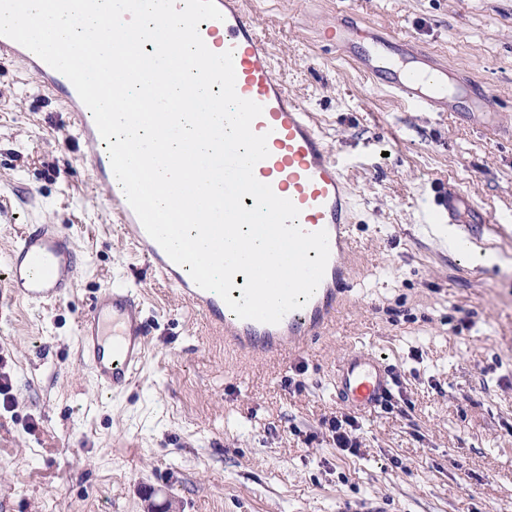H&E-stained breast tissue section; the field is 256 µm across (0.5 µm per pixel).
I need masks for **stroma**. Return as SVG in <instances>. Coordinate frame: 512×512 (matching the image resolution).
<instances>
[{
    "label": "stroma",
    "mask_w": 512,
    "mask_h": 512,
    "mask_svg": "<svg viewBox=\"0 0 512 512\" xmlns=\"http://www.w3.org/2000/svg\"><path fill=\"white\" fill-rule=\"evenodd\" d=\"M247 5L344 168L354 288L284 365L225 351L113 223L62 96L0 61V274L28 224L62 225L82 256L67 300L0 304V512H512V140L374 87L319 38L341 0ZM359 20L488 84L512 121V0H362ZM438 185L480 204L474 243L423 222ZM115 284L150 335L132 385L107 395L76 322ZM360 349L390 365L392 400L359 413L352 455L327 422Z\"/></svg>",
    "instance_id": "1"
}]
</instances>
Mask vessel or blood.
<instances>
[{"label":"vessel or blood","mask_w":512,"mask_h":512,"mask_svg":"<svg viewBox=\"0 0 512 512\" xmlns=\"http://www.w3.org/2000/svg\"><path fill=\"white\" fill-rule=\"evenodd\" d=\"M215 3L222 20L201 22L199 33L202 39L213 40L218 51H232L237 94L263 107L252 129L267 135L269 155L256 164L254 175L295 204L304 231L328 233L330 257L320 285L302 308L287 313L278 324L239 319L217 294L199 288L187 267L169 259L145 231L122 188L113 189L110 205L124 234L209 329L223 336L225 347L274 362L285 354L301 352L309 341L323 336L354 286L349 262L351 203L337 157L309 111L289 96L277 78L274 54L246 13L243 0ZM355 16L354 8H346L335 23L322 28L320 36L336 44L374 85L423 112H453L458 100L466 98L471 112L496 115L499 103L483 83L452 80L448 69L438 66L426 52L412 51L407 40L380 33L376 26L357 24ZM0 53L23 58L37 81L64 96L75 111L77 131L90 150L96 177L109 181V156L98 151L101 136L73 84L8 37L0 36ZM434 206L431 220L439 224H465L480 211L476 200L456 190H438ZM80 263L69 232L54 224L26 225L9 254L0 290L8 298L33 305L64 301L72 292ZM148 334L143 304L132 289L112 287L94 296L78 317L77 346L81 362L100 389L114 394L127 389L144 362ZM391 381L390 368L381 356L357 351L337 369L336 394L352 407L370 411L380 404Z\"/></svg>","instance_id":"obj_1"}]
</instances>
